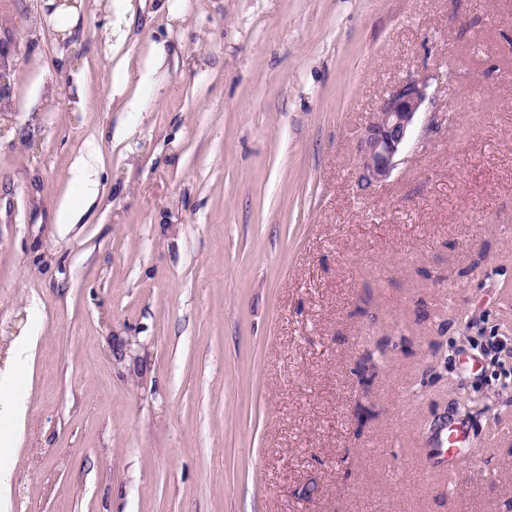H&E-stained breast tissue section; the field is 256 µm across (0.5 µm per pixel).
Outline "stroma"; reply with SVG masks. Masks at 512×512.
Here are the masks:
<instances>
[{
    "instance_id": "35a3bbf8",
    "label": "stroma",
    "mask_w": 512,
    "mask_h": 512,
    "mask_svg": "<svg viewBox=\"0 0 512 512\" xmlns=\"http://www.w3.org/2000/svg\"><path fill=\"white\" fill-rule=\"evenodd\" d=\"M44 4L0 0V512H512V424L451 403L512 349V0ZM409 76L428 110L360 190ZM17 44L12 38L0 37V95L9 92L15 80V66L13 58ZM427 99L426 85L413 78L400 81L381 98L358 141L354 177L362 190L390 178ZM463 438V428L454 423L445 424L436 435L437 446L442 450L437 465L444 467L450 480L456 475V464L460 461L456 449Z\"/></svg>"
}]
</instances>
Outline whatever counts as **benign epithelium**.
Here are the masks:
<instances>
[{"label":"benign epithelium","mask_w":512,"mask_h":512,"mask_svg":"<svg viewBox=\"0 0 512 512\" xmlns=\"http://www.w3.org/2000/svg\"><path fill=\"white\" fill-rule=\"evenodd\" d=\"M16 49V41L0 38V95L9 92L14 83ZM427 99L426 85L413 78L400 81L381 98L358 141L354 177L361 189H371L390 178Z\"/></svg>","instance_id":"1"}]
</instances>
